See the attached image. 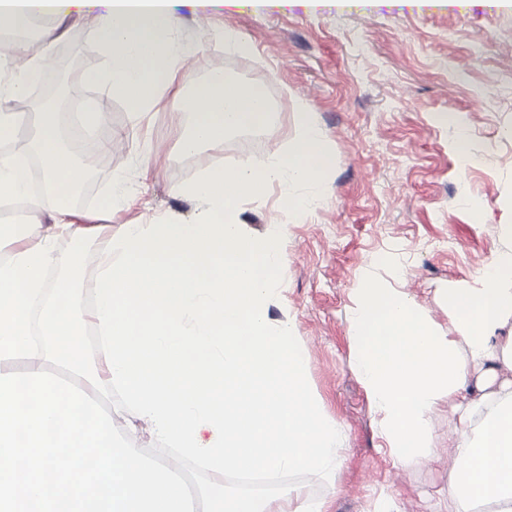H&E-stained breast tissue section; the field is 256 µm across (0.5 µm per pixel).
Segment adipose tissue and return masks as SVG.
Segmentation results:
<instances>
[{"label":"adipose tissue","instance_id":"ef3b65f1","mask_svg":"<svg viewBox=\"0 0 512 512\" xmlns=\"http://www.w3.org/2000/svg\"><path fill=\"white\" fill-rule=\"evenodd\" d=\"M168 2L0 0V11L15 33L37 8L77 17L106 57L87 81L129 101L140 119L170 97L183 117V153L272 127L262 86L214 71L185 92L177 76L193 50L174 37ZM18 60L23 68L0 80L1 143L16 140L21 121L2 104L23 97L46 67L23 42L0 49V67ZM332 159L312 113L302 112L293 145L266 161L201 165L179 188L198 204L193 221L162 216L111 227L108 218L133 197L119 180L99 207L105 223L95 226L91 214L67 204L88 169L63 146L55 109H41L35 140L0 154V208L32 215L0 225V240L20 236L0 259V512H330L298 488L272 496L188 491L169 462L144 454L135 433L119 432L96 387L120 388L154 440L212 475L303 469L336 480L340 429L307 389L293 324L275 328L267 317L285 243L246 235L238 208L272 186L285 211L312 208ZM58 235L99 239L90 318L105 342L92 370L77 304L45 284L51 267L63 288L82 275L76 261L54 254ZM448 301L457 315L451 336L404 292L362 279L350 311L353 368L399 466L423 457L441 400L465 401L447 502L436 512H512V245L449 289ZM17 359L26 362L20 375L10 369ZM51 363L59 374L48 372Z\"/></svg>","mask_w":512,"mask_h":512}]
</instances>
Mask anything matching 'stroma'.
<instances>
[{"label": "stroma", "instance_id": "obj_1", "mask_svg": "<svg viewBox=\"0 0 512 512\" xmlns=\"http://www.w3.org/2000/svg\"><path fill=\"white\" fill-rule=\"evenodd\" d=\"M171 7L176 38L194 49L187 80L223 70L264 85L280 108L276 129L227 135L223 148L200 159L182 154L171 102L161 99L134 122L129 102L86 81L106 58L83 42L71 99L106 121L76 137L70 114L60 115L67 148L94 171L73 209L96 212L123 178L137 193L135 213L192 220L196 203L178 188L196 177L200 160L251 163L292 144L297 114L308 105L335 156L317 206L287 224L276 189L239 206L245 234L285 237L288 258L268 296L269 320L294 322L309 389L339 424L344 446L335 482L293 469L284 471L285 484L329 500L331 512H370L383 492L394 493L404 512H426L448 490L458 417L440 405L426 457L394 465L353 369L350 308L370 277L401 289L451 330L449 288L502 245V227L512 224L504 205L512 198V0H173ZM229 27L253 41V53L225 45ZM441 112L454 113L456 124H438ZM460 130L476 156L465 169L451 149ZM95 139L111 141V149L92 150ZM148 143L159 162L144 181L134 161ZM52 248L78 253L83 276L70 295L88 310L96 240L78 248L58 237Z\"/></svg>", "mask_w": 512, "mask_h": 512}]
</instances>
